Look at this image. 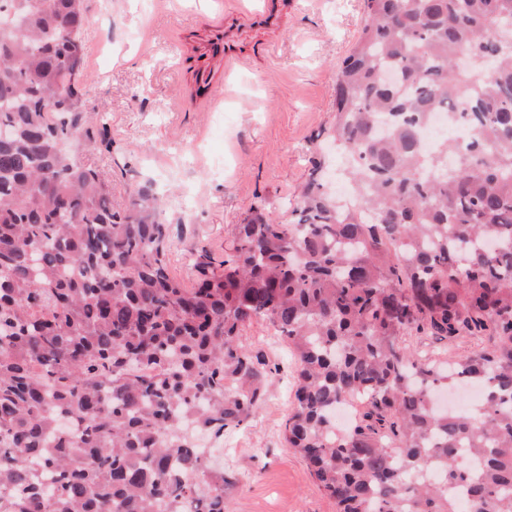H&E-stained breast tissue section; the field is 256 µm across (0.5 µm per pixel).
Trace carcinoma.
<instances>
[{
	"label": "carcinoma",
	"instance_id": "carcinoma-1",
	"mask_svg": "<svg viewBox=\"0 0 512 512\" xmlns=\"http://www.w3.org/2000/svg\"><path fill=\"white\" fill-rule=\"evenodd\" d=\"M363 2L327 131L355 201L313 162L288 221L251 212L188 288L152 184L115 203L60 146L109 148L77 105L83 0H0V512H225L232 482L173 427L251 421L259 320L295 361L285 443L336 512H456V488L512 512V0ZM437 112L464 135L426 155ZM404 336L495 344L450 365ZM460 383L481 403L438 410Z\"/></svg>",
	"mask_w": 512,
	"mask_h": 512
}]
</instances>
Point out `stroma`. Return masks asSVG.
I'll list each match as a JSON object with an SVG mask.
<instances>
[{"label":"stroma","instance_id":"stroma-1","mask_svg":"<svg viewBox=\"0 0 512 512\" xmlns=\"http://www.w3.org/2000/svg\"><path fill=\"white\" fill-rule=\"evenodd\" d=\"M210 3L84 0L79 106L112 143L92 160L118 202L147 180L166 195L168 268L189 286L193 252L204 246L223 256L252 209L287 220L314 139L335 121L336 66L366 21L362 0H267L257 16L230 6L216 14ZM218 31L225 49L246 59L244 69L225 72L223 59L205 55ZM241 341L280 371L268 377L250 423L213 444V467L235 481L226 512H335L302 457L284 445L294 387L287 342L263 321ZM406 343L451 362L490 346L485 336Z\"/></svg>","mask_w":512,"mask_h":512}]
</instances>
